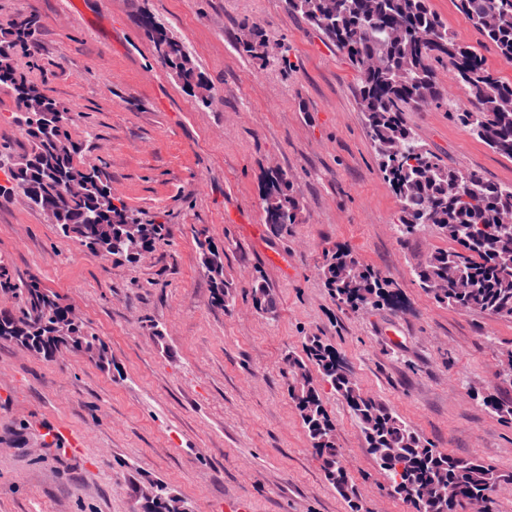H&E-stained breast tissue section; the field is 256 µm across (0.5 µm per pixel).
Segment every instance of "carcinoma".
Masks as SVG:
<instances>
[{"label":"carcinoma","mask_w":512,"mask_h":512,"mask_svg":"<svg viewBox=\"0 0 512 512\" xmlns=\"http://www.w3.org/2000/svg\"><path fill=\"white\" fill-rule=\"evenodd\" d=\"M457 9L494 44L499 54L512 61V0H455ZM288 8L306 20L343 51L360 81L359 105L367 135L381 171L397 198L400 215L396 231L400 242L429 227L457 244L431 253L417 268L420 287L433 299L455 309L512 319V268L499 258L512 253V228L498 223L500 215L512 213V186L488 182L481 173L448 167L440 157L419 143L404 119L407 109H421L444 97L435 80V66L448 62L451 80L467 94V105L448 104V116L500 155L512 159V83L500 80L487 69L473 50L457 51V41L448 33L429 0H288ZM145 33L167 53L163 63L186 85L201 87L198 73L185 46L153 17L142 22ZM39 19L27 15L0 24V89L12 93L17 109L33 113H66L72 109L46 95L18 72L16 48L34 39ZM246 55L265 64L287 65L286 51L270 47L261 36L240 44ZM28 150L0 171L13 186H0V195L20 193L42 209L63 235L70 224H83L87 214L112 233L137 223L125 203L108 207L102 202L111 187L103 169L80 161L82 144L75 141L64 123L57 142L45 143L27 134ZM76 180L84 194L67 201L49 192L62 182ZM265 223L277 232L298 223L299 205L290 194L288 173L271 177L262 198ZM322 274L336 302L357 312L395 304L386 280L361 263L348 248L337 246L325 252ZM213 298L231 306V283L224 278V263L218 261L210 275ZM24 299L17 311H0V340L21 337L38 356L55 358L61 349L80 352L109 364L104 342L80 325L73 336L56 338L50 324L62 299L32 278L15 289ZM257 311L272 317L277 302L262 282L252 287ZM289 396L315 449L326 480L352 512L359 500L354 483L344 474L335 443V424L322 393L310 375L315 368L323 381L340 397L364 434L367 447L388 478L396 465L404 470V481L390 485L391 494L413 508V512H455L459 503L472 498L490 499L492 493L512 483V476L476 458H458L434 448L381 400L365 394L351 383L344 359L319 338L307 339L303 354L285 359ZM445 483L460 490L454 503L423 502L416 498L418 486ZM179 498L159 482L155 497L139 505V512H179Z\"/></svg>","instance_id":"1"}]
</instances>
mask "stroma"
I'll use <instances>...</instances> for the list:
<instances>
[{"label": "stroma", "mask_w": 512, "mask_h": 512, "mask_svg": "<svg viewBox=\"0 0 512 512\" xmlns=\"http://www.w3.org/2000/svg\"><path fill=\"white\" fill-rule=\"evenodd\" d=\"M0 0V23L33 13L40 28L15 66L73 111L69 131L86 163L164 239L136 262L97 256L63 237L21 194L0 197V310L30 279L56 292L104 342L112 364L66 353L55 361L0 341V512H132L133 493L161 481L193 512H350L326 482L288 395V352L315 336L353 379L435 448L512 472V422L485 406L512 401L499 369L512 320L438 304L415 268L450 241L435 230L400 243L399 206L366 135L359 79L346 54L285 0ZM456 40L502 81L500 57L453 0H430ZM182 41L212 88L199 105L166 67L139 19ZM251 29L286 48L288 66L242 56ZM447 103L406 112L408 125L449 166L512 185V160L461 128L449 103L464 89L438 69ZM288 172L299 221L279 236L261 198ZM224 253L230 307L215 304L197 237ZM350 248L389 280L397 307L341 309L321 274L325 251ZM273 289L258 313L254 282ZM324 404L361 512H409L388 490L346 404ZM68 426L81 455L49 433ZM252 296L259 313L273 317L277 311V302L271 289L262 282H256L252 287Z\"/></svg>", "instance_id": "stroma-1"}]
</instances>
